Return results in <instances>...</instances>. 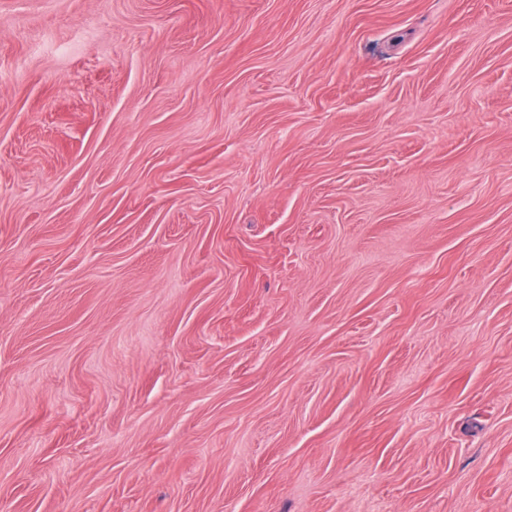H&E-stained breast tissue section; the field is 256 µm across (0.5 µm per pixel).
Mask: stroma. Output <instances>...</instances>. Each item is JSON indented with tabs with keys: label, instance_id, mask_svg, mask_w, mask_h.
Instances as JSON below:
<instances>
[{
	"label": "stroma",
	"instance_id": "35a3bbf8",
	"mask_svg": "<svg viewBox=\"0 0 512 512\" xmlns=\"http://www.w3.org/2000/svg\"><path fill=\"white\" fill-rule=\"evenodd\" d=\"M0 512H512V0H0Z\"/></svg>",
	"mask_w": 512,
	"mask_h": 512
}]
</instances>
